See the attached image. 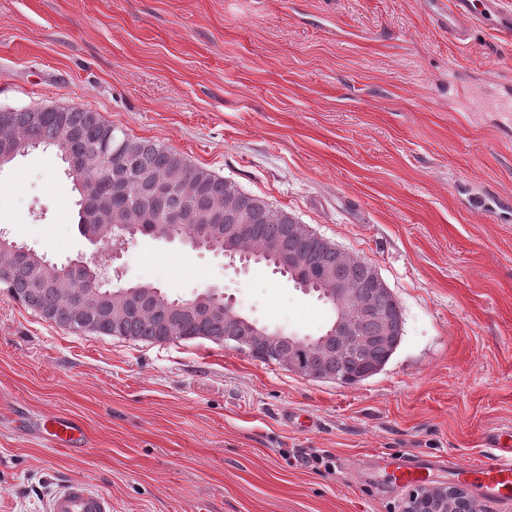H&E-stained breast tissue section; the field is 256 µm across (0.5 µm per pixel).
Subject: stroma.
<instances>
[{"label": "stroma", "mask_w": 512, "mask_h": 512, "mask_svg": "<svg viewBox=\"0 0 512 512\" xmlns=\"http://www.w3.org/2000/svg\"><path fill=\"white\" fill-rule=\"evenodd\" d=\"M512 37L424 0H0V108L79 106L265 198L373 265L403 316L384 370L313 380L204 339L66 329L0 290V512L73 480L112 512H402L374 458L467 464L512 428ZM52 148L0 167V232L92 260ZM118 285L209 287L316 337L329 305L263 264L140 237ZM318 422L305 431L285 414ZM73 420L83 439L46 430ZM331 457L317 472L294 458Z\"/></svg>", "instance_id": "35a3bbf8"}]
</instances>
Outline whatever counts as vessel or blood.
<instances>
[{
	"label": "vessel or blood",
	"instance_id": "b4317fda",
	"mask_svg": "<svg viewBox=\"0 0 512 512\" xmlns=\"http://www.w3.org/2000/svg\"><path fill=\"white\" fill-rule=\"evenodd\" d=\"M436 23L447 30L455 42L463 44L470 38L468 24L477 20L493 29L512 33V11L503 9L499 0H428ZM487 446L489 456L479 463L457 467L459 479L472 486L481 499L490 505L512 503V430L493 434ZM395 482L403 485L429 482L435 467L433 461L420 457L384 458ZM45 512H112L108 496L75 480L55 492Z\"/></svg>",
	"mask_w": 512,
	"mask_h": 512
}]
</instances>
